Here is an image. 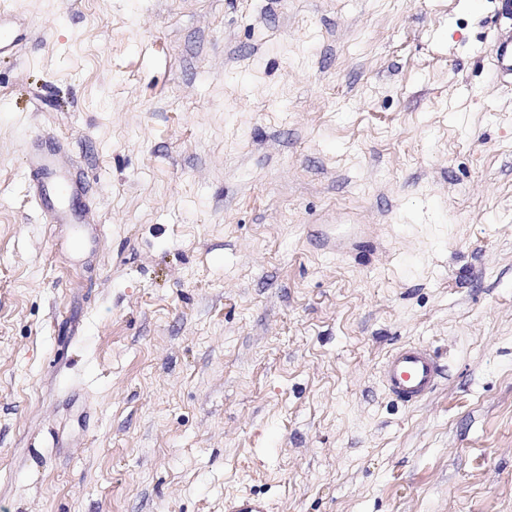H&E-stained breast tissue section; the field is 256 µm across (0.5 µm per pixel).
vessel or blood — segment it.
I'll return each instance as SVG.
<instances>
[{
  "mask_svg": "<svg viewBox=\"0 0 512 512\" xmlns=\"http://www.w3.org/2000/svg\"><path fill=\"white\" fill-rule=\"evenodd\" d=\"M27 35L23 24L1 26L0 54L13 52ZM27 162L33 175L34 192L50 223L69 225L73 239H86L88 212L71 204L72 198L84 193V183L62 167L55 150L46 146L30 147ZM443 373L442 362L429 346L406 343L386 356L380 369V382L390 395L413 404L437 387ZM224 512H268V506L261 498L242 495L225 500Z\"/></svg>",
  "mask_w": 512,
  "mask_h": 512,
  "instance_id": "b4317fda",
  "label": "vessel or blood"
}]
</instances>
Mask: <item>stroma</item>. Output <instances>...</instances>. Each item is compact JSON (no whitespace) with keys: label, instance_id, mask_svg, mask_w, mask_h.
I'll use <instances>...</instances> for the list:
<instances>
[{"label":"stroma","instance_id":"1","mask_svg":"<svg viewBox=\"0 0 512 512\" xmlns=\"http://www.w3.org/2000/svg\"><path fill=\"white\" fill-rule=\"evenodd\" d=\"M0 512H512L500 0H0ZM55 137L99 243L32 194ZM402 343L447 375L397 403ZM0 19V54L12 53L28 35V30L21 23L6 24ZM225 512H268L267 503L252 495H242L225 500Z\"/></svg>","mask_w":512,"mask_h":512}]
</instances>
